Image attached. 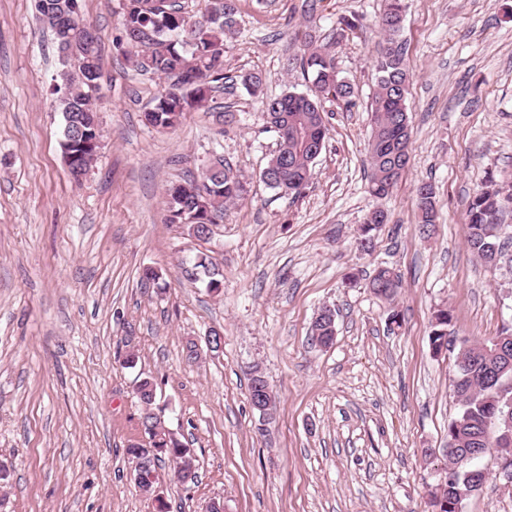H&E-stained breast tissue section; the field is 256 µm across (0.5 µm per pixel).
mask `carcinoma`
<instances>
[{
	"label": "carcinoma",
	"instance_id": "cac0c4a2",
	"mask_svg": "<svg viewBox=\"0 0 512 512\" xmlns=\"http://www.w3.org/2000/svg\"><path fill=\"white\" fill-rule=\"evenodd\" d=\"M71 0H36L39 20L53 33L58 51L60 81L55 103L63 116L62 141L78 140L91 129L96 118L94 93L89 72L101 70L99 43L87 39L89 25L84 17L71 18ZM236 0H205L204 11L192 15L183 0H124L119 12L120 40L130 48L127 59L133 68L145 74L163 76L170 84L154 97L144 112L145 123L155 129L173 130L185 113L206 103L216 85L234 89L241 85L249 94L262 93L263 77L257 72L235 79L224 74V45L237 31ZM403 25V0H384L380 19L382 40L378 46V81L372 107V129L368 141L370 165L369 191L378 198L388 195L399 180L394 169L408 166L411 129L408 95L412 73L406 59V47L400 41ZM301 67L310 86L302 93L289 92L261 98L260 112L266 129L275 133L276 151L261 171V179L271 189L299 195L313 176L312 148L325 147L329 132L322 100L329 97L350 102V83L338 78L336 58L326 47L307 50ZM512 177L489 176L478 189L466 211L467 245L471 253L488 266L512 264V236L505 232V217L512 208H504V190ZM242 177L219 156L194 177L166 190L168 221L172 224L198 225V239L209 238L206 225L224 221V210L245 198ZM415 207L420 233L427 235L436 224L435 190L422 183L416 189ZM387 213L375 210L364 219L359 247H372L371 232L386 223ZM401 287L400 276L390 268H380L370 281L379 296L391 297ZM325 307L312 326V340L320 346L332 343L336 319ZM450 314L437 310L432 319L430 341L434 352L448 344ZM509 336L508 352L486 364L484 349L497 337ZM454 395L460 398L459 411L448 422V459L454 464L445 480L437 512H458L464 501L479 492L487 479L478 459L462 463L473 448H500L512 456V428L506 416L512 413V327H504L497 336L481 341L465 339L456 355L453 378ZM139 401L150 407L156 398V384L139 381ZM142 426L150 442L132 443L127 454L141 462L142 472L157 476L158 463L167 457L177 479L195 482L197 475L189 449L174 435L155 432L156 419L145 412Z\"/></svg>",
	"mask_w": 512,
	"mask_h": 512
}]
</instances>
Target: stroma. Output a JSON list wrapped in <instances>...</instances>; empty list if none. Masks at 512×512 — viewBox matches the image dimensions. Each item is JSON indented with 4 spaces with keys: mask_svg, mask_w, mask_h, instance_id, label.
Listing matches in <instances>:
<instances>
[{
    "mask_svg": "<svg viewBox=\"0 0 512 512\" xmlns=\"http://www.w3.org/2000/svg\"><path fill=\"white\" fill-rule=\"evenodd\" d=\"M120 3L80 0L102 36L103 138L77 182L59 145L53 34L35 0H0V512H158L126 454L144 437L140 377L156 382L152 409L197 471L184 484L162 466L168 512H205L213 499L224 512H434L458 349L433 352L431 316L448 310L457 339L512 325V269L466 244L473 192L512 173V0H405L410 163L383 199L368 192L367 154L383 0H237L227 74L262 73L272 96L303 92L300 55L328 44L354 88L351 104L323 100L328 139L297 198L260 178L277 138L243 89L214 92L175 130L143 124L165 82L128 64ZM351 16L357 28L333 36ZM221 111L235 122H217ZM216 155L248 193L202 241L169 223L165 190ZM423 182L438 211L427 235L414 205ZM375 209L389 220L364 252ZM203 253L219 290L189 275ZM146 267L159 283L142 284ZM381 267L402 280L389 300L367 286ZM326 305L336 336L324 348L311 326ZM213 329L222 350L187 362L186 343L204 346ZM255 366L277 400L263 434L248 394ZM481 464L487 481L462 512H512L495 454Z\"/></svg>",
    "mask_w": 512,
    "mask_h": 512,
    "instance_id": "35a3bbf8",
    "label": "stroma"
}]
</instances>
